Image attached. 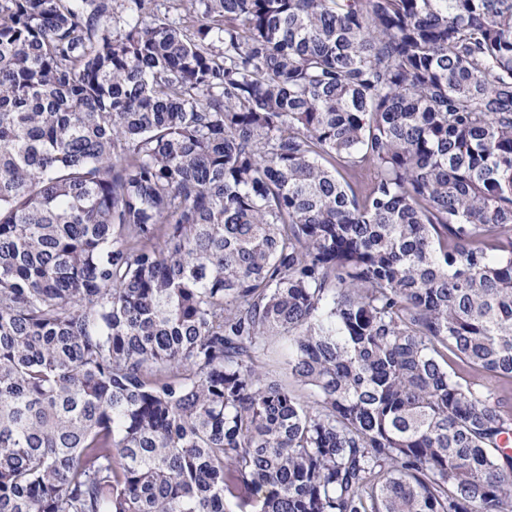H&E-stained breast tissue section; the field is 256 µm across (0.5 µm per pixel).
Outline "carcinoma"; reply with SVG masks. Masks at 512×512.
Wrapping results in <instances>:
<instances>
[{
	"label": "carcinoma",
	"mask_w": 512,
	"mask_h": 512,
	"mask_svg": "<svg viewBox=\"0 0 512 512\" xmlns=\"http://www.w3.org/2000/svg\"><path fill=\"white\" fill-rule=\"evenodd\" d=\"M153 2L0 0V512H512V0Z\"/></svg>",
	"instance_id": "cac0c4a2"
}]
</instances>
